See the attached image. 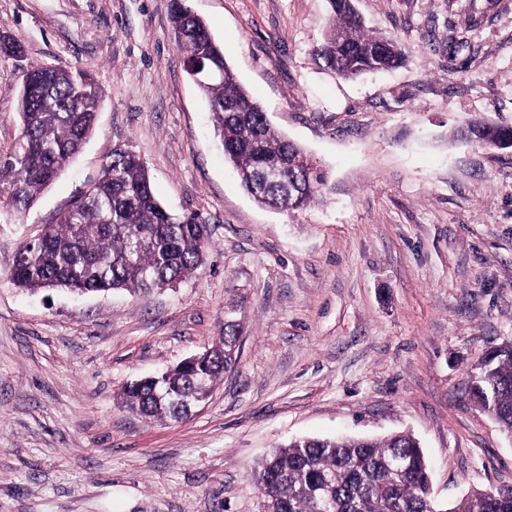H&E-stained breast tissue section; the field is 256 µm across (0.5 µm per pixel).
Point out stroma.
I'll use <instances>...</instances> for the list:
<instances>
[{
  "label": "stroma",
  "mask_w": 512,
  "mask_h": 512,
  "mask_svg": "<svg viewBox=\"0 0 512 512\" xmlns=\"http://www.w3.org/2000/svg\"><path fill=\"white\" fill-rule=\"evenodd\" d=\"M171 0H0V152L18 139L21 67L90 70L96 131L25 216L0 209V512H260L250 474L299 436L408 431L436 499L512 485V440L470 397L512 341V0H356L404 64L354 80L315 63L328 0H188L270 123L328 175L294 211L245 193L171 38ZM20 45L16 58L12 45ZM135 152L157 199L197 213L206 260L176 287L29 294L16 252ZM241 320L237 369L179 422L123 388ZM506 129L510 130L512 135V127L492 125L483 122H474L471 126L468 127L465 137L468 140L475 142L479 146L490 149H498L497 143L503 134V130Z\"/></svg>",
  "instance_id": "1"
}]
</instances>
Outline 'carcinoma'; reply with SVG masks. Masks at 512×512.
Returning a JSON list of instances; mask_svg holds the SVG:
<instances>
[{
	"mask_svg": "<svg viewBox=\"0 0 512 512\" xmlns=\"http://www.w3.org/2000/svg\"><path fill=\"white\" fill-rule=\"evenodd\" d=\"M332 18L312 49L322 66L342 78L386 71L405 58L394 38L370 33L354 0H329ZM172 0L171 37L185 68L203 62L224 75L198 84L206 95L214 136L236 168L241 186L271 170L260 204L301 209L327 185L326 175L297 145L271 126L240 85L207 24ZM20 137L0 155V208L24 214L79 153L95 129L98 92L86 68L30 64L23 69ZM505 127L475 122L465 137L495 149ZM207 225L197 215L176 216L156 199L143 162L127 149L112 151L88 194L77 197L47 227L41 240L14 262L10 280L37 293L129 292L172 288L204 263ZM242 326L224 322V336L187 365L127 385L122 405L146 420L187 417L196 395L220 382L240 360ZM490 363L475 367L470 394L512 435V342L494 347ZM404 458L396 471L393 460ZM420 442L408 433L384 438L301 437L275 449L252 473L264 512H512V486L473 489L454 507L439 506Z\"/></svg>",
	"mask_w": 512,
	"mask_h": 512,
	"instance_id": "cac0c4a2",
	"label": "carcinoma"
}]
</instances>
